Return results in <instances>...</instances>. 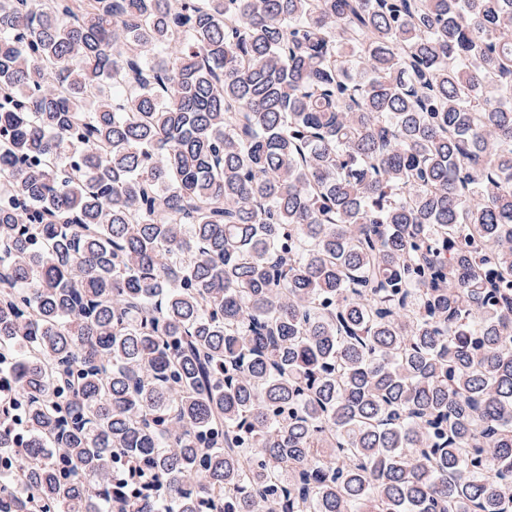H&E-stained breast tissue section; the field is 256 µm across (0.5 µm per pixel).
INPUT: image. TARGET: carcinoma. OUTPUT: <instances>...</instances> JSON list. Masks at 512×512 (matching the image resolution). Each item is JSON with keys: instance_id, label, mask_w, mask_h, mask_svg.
I'll list each match as a JSON object with an SVG mask.
<instances>
[{"instance_id": "carcinoma-1", "label": "carcinoma", "mask_w": 512, "mask_h": 512, "mask_svg": "<svg viewBox=\"0 0 512 512\" xmlns=\"http://www.w3.org/2000/svg\"><path fill=\"white\" fill-rule=\"evenodd\" d=\"M0 512H512V0H0Z\"/></svg>"}]
</instances>
